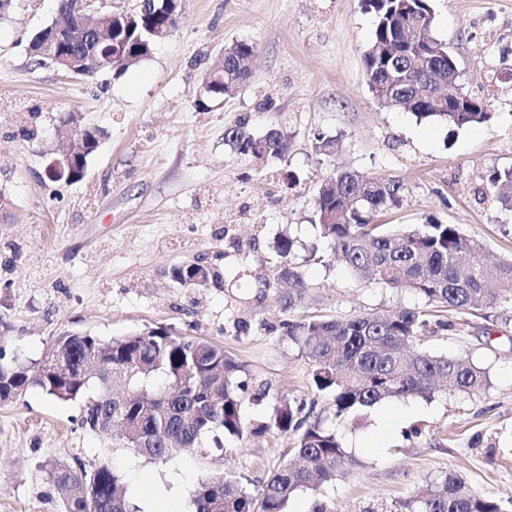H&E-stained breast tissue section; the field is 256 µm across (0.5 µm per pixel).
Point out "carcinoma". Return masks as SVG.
<instances>
[{
	"instance_id": "obj_1",
	"label": "carcinoma",
	"mask_w": 512,
	"mask_h": 512,
	"mask_svg": "<svg viewBox=\"0 0 512 512\" xmlns=\"http://www.w3.org/2000/svg\"><path fill=\"white\" fill-rule=\"evenodd\" d=\"M361 6L374 18L364 65L379 101L395 103L420 121L457 127L490 118L487 100L464 90L456 58L433 36L430 0H361ZM135 20L134 42L145 47L154 42L155 29L177 25L161 0H139ZM253 54L246 41L225 47L224 69L213 72L206 96L234 95L249 78ZM452 82L456 98H434ZM225 140L257 159L282 158L290 149L280 125L257 138L237 125L225 131ZM486 187L512 212V168L493 172ZM404 191L396 178L363 180L355 171L336 170L320 182L314 198L320 234L354 280L412 290L425 299L422 309L395 307L348 318L306 314L282 323L284 335L308 362L312 389L338 417L385 399L482 390L488 382L484 369L423 343L456 328L444 315L450 308L475 316L489 304L512 310V260L463 263L462 255L479 251L481 244L458 225L432 219L397 231L375 223L399 205ZM292 248L291 239L283 240L277 272L278 279L294 285L284 297L287 310L302 305L309 288L290 263ZM239 371L224 347L171 327H148L105 344L91 334L67 332L29 365L0 363V404L12 401L13 389L18 395L35 388L63 402L78 400L90 430L107 432L110 419L137 454L170 460L201 448L211 433L243 436L248 384ZM310 415L303 402H281L262 430L289 440L296 461L281 465L254 491L233 475L199 480L192 491L196 512H285L296 491L342 475L349 463L344 448L320 420L309 421ZM45 473L62 495L64 512H138L107 465L88 469L81 462L55 461L45 464ZM391 512H512V500L493 498L450 476L398 500Z\"/></svg>"
}]
</instances>
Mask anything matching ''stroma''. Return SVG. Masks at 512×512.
Returning a JSON list of instances; mask_svg holds the SVG:
<instances>
[{"label": "stroma", "mask_w": 512, "mask_h": 512, "mask_svg": "<svg viewBox=\"0 0 512 512\" xmlns=\"http://www.w3.org/2000/svg\"><path fill=\"white\" fill-rule=\"evenodd\" d=\"M432 32L456 56L466 91L487 99L491 119L451 127L422 122L379 103L363 53L373 16L360 0H184L177 26L120 77H67L35 66L33 36L57 0H12L0 17V351L6 361L40 359L55 336L86 331L107 341L166 326L220 344L242 366L250 426L270 421L281 396L313 404L355 465L316 490L298 492L287 512H390L395 501L449 476L480 492L512 498V314L495 324L449 311L455 330L432 350L487 370L475 394L395 399L359 415L335 416L309 388V366L281 327L286 284L275 283L284 239L311 289L305 311L348 317L420 307L408 290L357 283L340 263L310 264L329 251L314 223L318 184L336 169L399 178V207L381 216L392 228L428 219L459 225L483 258L512 257V212L483 178L512 167V0H431ZM236 41L254 46L252 75L231 98L204 99L205 74ZM104 131L82 181H51L46 159L68 114ZM287 123V156L242 155L226 130L259 136ZM340 140L332 156L317 136ZM205 257L220 285H182L176 265ZM420 435H411L412 427ZM172 461L128 448L119 432L83 425L80 402L38 390L0 404V512H63L43 466L81 461L111 467L145 505L158 492L176 512H194L204 477L232 473L248 488L281 466L284 439L266 433L206 441Z\"/></svg>", "instance_id": "obj_1"}]
</instances>
